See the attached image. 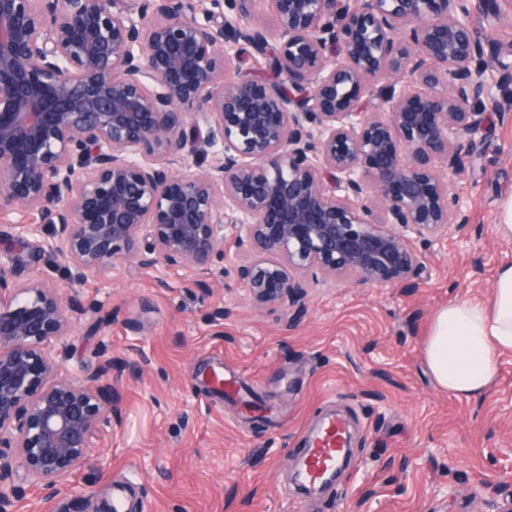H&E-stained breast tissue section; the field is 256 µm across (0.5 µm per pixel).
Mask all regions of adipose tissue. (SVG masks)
Instances as JSON below:
<instances>
[{
  "mask_svg": "<svg viewBox=\"0 0 512 512\" xmlns=\"http://www.w3.org/2000/svg\"><path fill=\"white\" fill-rule=\"evenodd\" d=\"M435 384L457 397L484 395L512 350V265L499 268L485 299L449 302L433 314L421 341Z\"/></svg>",
  "mask_w": 512,
  "mask_h": 512,
  "instance_id": "obj_1",
  "label": "adipose tissue"
}]
</instances>
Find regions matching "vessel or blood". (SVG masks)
<instances>
[{"label":"vessel or blood","instance_id":"obj_1","mask_svg":"<svg viewBox=\"0 0 512 512\" xmlns=\"http://www.w3.org/2000/svg\"><path fill=\"white\" fill-rule=\"evenodd\" d=\"M346 438L344 419L335 413L326 415L310 431L306 447L297 452L295 482L309 491L335 483L349 457Z\"/></svg>","mask_w":512,"mask_h":512}]
</instances>
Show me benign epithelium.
Returning a JSON list of instances; mask_svg holds the SVG:
<instances>
[{
  "label": "benign epithelium",
  "instance_id": "obj_1",
  "mask_svg": "<svg viewBox=\"0 0 512 512\" xmlns=\"http://www.w3.org/2000/svg\"><path fill=\"white\" fill-rule=\"evenodd\" d=\"M475 0H0V213L13 246L86 279L133 257L211 270L224 225L257 302L304 304L308 278L407 284L408 236L465 235L457 180L498 107ZM203 18H198V15ZM271 54L288 84L237 69ZM200 106L197 112L185 108ZM190 162L192 174L160 164ZM0 253V512L24 471L54 488L112 425L108 344L69 373L71 327L99 307Z\"/></svg>",
  "mask_w": 512,
  "mask_h": 512
}]
</instances>
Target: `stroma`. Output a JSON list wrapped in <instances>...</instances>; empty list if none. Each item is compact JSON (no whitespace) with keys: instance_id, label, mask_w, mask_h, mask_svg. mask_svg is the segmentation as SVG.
<instances>
[{"instance_id":"35a3bbf8","label":"stroma","mask_w":512,"mask_h":512,"mask_svg":"<svg viewBox=\"0 0 512 512\" xmlns=\"http://www.w3.org/2000/svg\"><path fill=\"white\" fill-rule=\"evenodd\" d=\"M506 97V111L487 113L461 182L471 238L414 241L423 269L412 287L347 276L311 282L303 308L260 305L237 275L229 228L224 274L207 291L192 287L200 273L188 264L141 269L126 259L83 281L63 264L18 266V281L47 274L60 295L111 308L102 329L90 316L75 322L68 366L93 373L107 343L123 421L103 429L58 491L17 475V512H106L118 485L143 512H482L512 483V351L489 391L468 399L436 386L420 340L438 308L485 298L512 262V235L498 228L512 197V88ZM216 373L238 376L261 398L263 422L213 389ZM329 410L355 436V466L336 489L305 496L287 479Z\"/></svg>"}]
</instances>
